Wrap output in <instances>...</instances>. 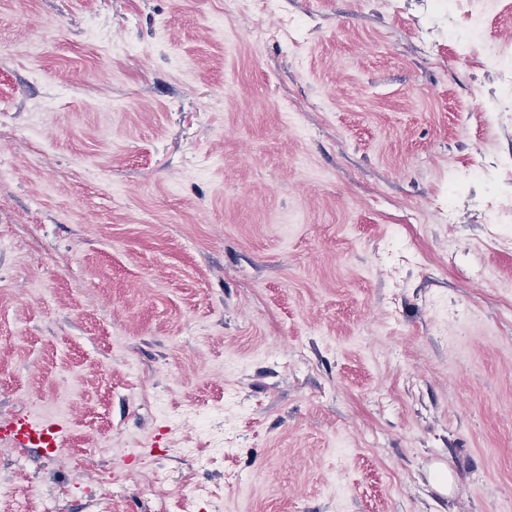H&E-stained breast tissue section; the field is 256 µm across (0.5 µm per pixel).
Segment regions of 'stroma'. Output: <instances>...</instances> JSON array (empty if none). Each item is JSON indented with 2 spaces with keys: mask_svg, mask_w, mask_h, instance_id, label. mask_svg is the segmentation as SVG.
Listing matches in <instances>:
<instances>
[{
  "mask_svg": "<svg viewBox=\"0 0 512 512\" xmlns=\"http://www.w3.org/2000/svg\"><path fill=\"white\" fill-rule=\"evenodd\" d=\"M476 6L280 0L291 47L252 0H0V418L112 450L0 442V512H154L156 462L221 512H512V12Z\"/></svg>",
  "mask_w": 512,
  "mask_h": 512,
  "instance_id": "obj_1",
  "label": "stroma"
}]
</instances>
